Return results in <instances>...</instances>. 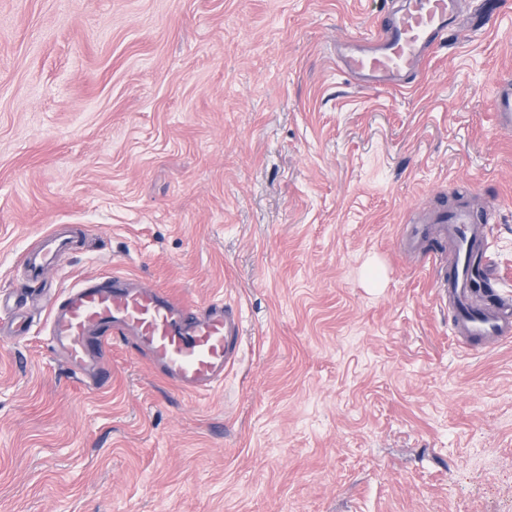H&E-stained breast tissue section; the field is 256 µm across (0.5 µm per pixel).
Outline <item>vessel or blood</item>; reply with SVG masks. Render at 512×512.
Here are the masks:
<instances>
[{
	"instance_id": "b4317fda",
	"label": "vessel or blood",
	"mask_w": 512,
	"mask_h": 512,
	"mask_svg": "<svg viewBox=\"0 0 512 512\" xmlns=\"http://www.w3.org/2000/svg\"><path fill=\"white\" fill-rule=\"evenodd\" d=\"M461 0H405L380 25L360 30L337 47L341 70L363 86H407L420 73L435 44L453 27ZM497 126L512 131V80L501 79L491 102ZM456 251L443 286L453 305L452 330L467 345L512 340V300L477 306L472 282L484 280L487 260L476 246L488 216L461 204L431 213ZM73 247L72 239L48 230L41 248L24 252V284L40 282ZM50 337L67 360L92 368L91 381L103 385L100 370L112 338L132 340L135 350L159 376L180 391L203 395L224 380L235 362L241 336L239 312L215 301L196 314L159 288L144 287L128 276L90 281L51 302Z\"/></svg>"
}]
</instances>
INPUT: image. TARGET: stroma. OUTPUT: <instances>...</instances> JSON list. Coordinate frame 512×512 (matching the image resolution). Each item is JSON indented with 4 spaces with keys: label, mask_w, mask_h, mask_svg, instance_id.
<instances>
[{
    "label": "stroma",
    "mask_w": 512,
    "mask_h": 512,
    "mask_svg": "<svg viewBox=\"0 0 512 512\" xmlns=\"http://www.w3.org/2000/svg\"><path fill=\"white\" fill-rule=\"evenodd\" d=\"M449 32L407 89L336 44L400 0H0V294L20 253L76 251L0 315V512H512V342L450 330L402 241L440 204L496 211L512 297V0ZM121 273L201 310L240 351L202 396L125 340L90 389L46 299ZM497 126L504 131H512V80H500L491 102Z\"/></svg>",
    "instance_id": "stroma-1"
}]
</instances>
